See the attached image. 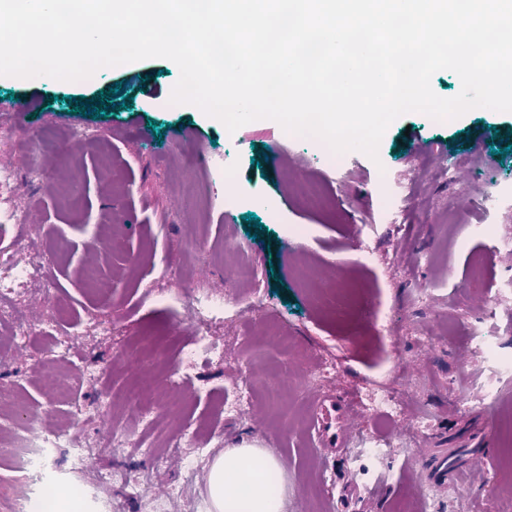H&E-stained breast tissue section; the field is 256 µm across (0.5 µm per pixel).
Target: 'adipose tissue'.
<instances>
[{
	"label": "adipose tissue",
	"instance_id": "ef3b65f1",
	"mask_svg": "<svg viewBox=\"0 0 512 512\" xmlns=\"http://www.w3.org/2000/svg\"><path fill=\"white\" fill-rule=\"evenodd\" d=\"M282 475L277 460L264 449L248 444L225 449L209 466L212 512H283Z\"/></svg>",
	"mask_w": 512,
	"mask_h": 512
}]
</instances>
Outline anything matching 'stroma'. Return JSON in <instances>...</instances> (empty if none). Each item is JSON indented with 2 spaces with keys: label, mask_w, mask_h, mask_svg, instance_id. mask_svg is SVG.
<instances>
[{
  "label": "stroma",
  "mask_w": 512,
  "mask_h": 512,
  "mask_svg": "<svg viewBox=\"0 0 512 512\" xmlns=\"http://www.w3.org/2000/svg\"><path fill=\"white\" fill-rule=\"evenodd\" d=\"M179 69L152 58L114 67L92 83L0 75V165L29 180L27 229L41 240L57 288L31 308L44 326L28 347L0 362V512H12L26 488L27 417L51 412L60 425L92 441L109 428L127 430L165 449L167 464L152 487L174 512H209V463L225 449L252 444L270 450L288 489L286 512H418L403 486L409 461L433 449L460 457L495 429L499 406H512V112H466L446 121L411 112L393 121L377 157H354L345 171L329 168L318 140L298 142L260 119L228 131L191 104H174ZM122 83L133 104L105 118L74 113L72 98L91 99ZM438 149L441 159L430 156ZM466 169L449 175L458 161ZM391 179L377 192L376 178ZM317 184L324 199L299 200L296 181ZM261 226L248 235L245 214ZM122 239L121 257L87 250L91 236ZM198 252H184L186 238ZM237 240L257 270L255 289L237 292L212 335L229 350L204 361L198 382L157 388L159 416L144 425L126 398L138 370L165 377L178 368L192 330L178 297L221 289L230 278L224 243ZM98 275L88 279V268ZM423 290L411 301L408 290ZM386 303L396 331L371 340L366 314ZM69 308L71 350L57 363L74 384L71 399L45 395L44 363L55 350L48 329L59 305ZM112 322L109 341L85 326L88 314ZM278 321L294 345H276ZM337 363L330 381L320 361ZM407 393L409 413L427 411L426 431L399 448L400 426L383 432L357 411L351 426L361 452L320 462L310 434L313 401L337 395L355 401L379 380L376 362ZM311 371V387L285 395L254 419L218 409L241 380L268 382ZM488 385L493 402L473 398ZM110 409L97 416L100 400ZM199 431L197 451L183 429ZM93 468H111L112 493L84 500L85 512H139L126 483L149 469L138 449L105 453ZM429 512H512V456L493 448L484 469L460 477Z\"/></svg>",
  "instance_id": "1"
}]
</instances>
